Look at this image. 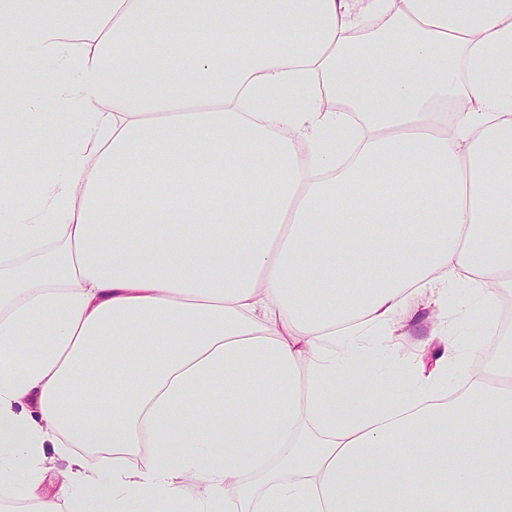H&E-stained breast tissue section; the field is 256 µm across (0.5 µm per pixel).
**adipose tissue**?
Listing matches in <instances>:
<instances>
[{"label": "adipose tissue", "instance_id": "1", "mask_svg": "<svg viewBox=\"0 0 512 512\" xmlns=\"http://www.w3.org/2000/svg\"><path fill=\"white\" fill-rule=\"evenodd\" d=\"M0 87V499L512 512V362L448 315L512 288V0H0ZM422 301L433 364L345 386ZM47 455L50 458L45 465V480L42 487L47 493L53 494L67 471V462L59 459L53 449H47Z\"/></svg>", "mask_w": 512, "mask_h": 512}]
</instances>
